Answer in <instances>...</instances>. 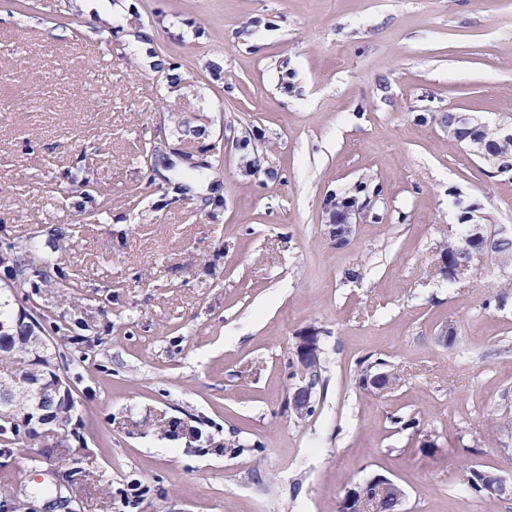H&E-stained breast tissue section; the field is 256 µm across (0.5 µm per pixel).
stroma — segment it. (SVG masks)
Here are the masks:
<instances>
[{
    "label": "stroma",
    "instance_id": "stroma-1",
    "mask_svg": "<svg viewBox=\"0 0 512 512\" xmlns=\"http://www.w3.org/2000/svg\"><path fill=\"white\" fill-rule=\"evenodd\" d=\"M452 112L512 123V0L0 9V241L35 261L23 288L0 266V287L71 326L52 341L75 402L0 447V505L124 512L138 479L143 512H338L384 476L401 512H512L460 478L512 481V265L453 284L438 267L468 206L512 228V171L449 136ZM84 177L112 190L106 223L84 219ZM350 194L340 246L330 200ZM375 362L402 376L383 397L358 381ZM175 420L201 439H168ZM320 352L319 339L315 333L311 332L304 336H298L295 356L302 368L305 363L318 359ZM300 378L301 384L294 390L292 394L291 405L295 414L301 417L304 413L307 412L306 414H309L313 411L311 406L309 407V402L312 397L315 383L311 374L307 375L303 372ZM120 496L121 504L124 508H129V512H140L143 503L147 500L149 489L137 480L127 483L126 488L117 491Z\"/></svg>",
    "mask_w": 512,
    "mask_h": 512
}]
</instances>
